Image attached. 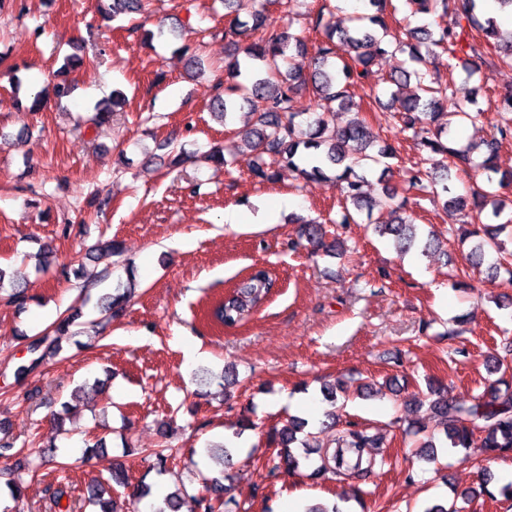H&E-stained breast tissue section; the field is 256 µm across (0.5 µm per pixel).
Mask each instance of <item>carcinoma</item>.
<instances>
[{
	"label": "carcinoma",
	"mask_w": 512,
	"mask_h": 512,
	"mask_svg": "<svg viewBox=\"0 0 512 512\" xmlns=\"http://www.w3.org/2000/svg\"><path fill=\"white\" fill-rule=\"evenodd\" d=\"M148 0H100L101 15L113 20L118 15L145 10ZM257 8L251 20L235 16L224 27L227 51L224 71L231 82L224 86V93L217 94L212 109L221 117L228 118L238 99L249 105L252 128L243 136L244 144L258 152L251 174L261 182H275L281 179L282 171L288 170L307 179H325L327 172L340 170L335 179L340 182L344 214L341 223L355 222L352 211L372 212L371 202L365 191V171L386 165V160L396 154L397 149L389 144H380L360 112L353 111L355 103L350 88L366 77L370 68L382 57L397 52H409L420 62L423 53H432L440 48L454 60L457 54L476 58L489 68L501 65L512 67V31L500 30L495 19H480L479 0H407L413 7V14H451L456 19V28L444 25L394 28L385 16L383 0H370L377 7L371 16L356 18V24L338 28L324 20V9H319L311 19L312 29L319 38L309 43L298 35L270 34L262 31L263 0H254ZM306 52L313 50L312 71L304 77L293 71L282 73L281 67L289 60L291 50ZM416 78V91L403 92L410 78ZM397 87L391 92L386 110L403 124V130L411 132L416 144L429 150V155L409 170V183L421 190L431 189L432 194L446 197L445 208L465 215L483 210V201L492 199L491 216L495 219L504 213L505 205L497 200V192L483 189L469 198L455 193L450 178L438 174L448 170L450 162L458 170L467 173L496 172L495 160L503 140L512 138V95L501 97L496 107L500 119L496 124L497 134L483 142L481 158L474 157V146H454L449 139L442 138L443 127L438 120L444 110L451 108L463 121H474L480 113L472 114L453 98L451 87L416 70L402 69L390 78ZM307 90L312 95L314 111L305 113L298 105L299 94ZM125 103V96L119 90L112 91L109 101L98 106L85 122L100 126L104 124L112 109ZM354 112L345 125L329 127L326 116L330 112ZM306 116V130L302 131L295 119ZM512 223H506L485 231V237L471 247L470 260L478 266L484 257L492 252L496 260L489 266L490 277L495 279L505 272L512 282V253L505 252L504 243L497 235ZM379 235L393 237L397 248L409 250L415 246L426 252L432 246L431 240L419 237L417 225L412 219L400 218L395 224H377ZM275 279L270 272L252 270L240 279L233 290L216 302L211 309L212 318L224 325L234 326L257 310L272 294ZM11 289L6 301L23 306L30 300L26 288L6 278L0 269V291ZM128 298V289L116 288V293L103 297L102 311L117 315L123 310ZM78 315L60 317L50 332L34 338L28 345V352L34 355L32 361L40 364L47 355L59 351L58 337L70 333ZM429 410L444 424L445 439L452 448H470L474 432L483 435L481 451L487 459H494L501 453L512 451V391L507 389L488 401L471 404L450 399L444 395L429 402ZM307 423L292 419L271 436L278 452L276 463L270 472L280 468L297 470L301 459L312 454L313 448L306 439L300 438ZM381 437L370 436L362 430L348 428L337 439V447L327 455L328 466L324 470L333 474L342 471L363 470V449L377 448ZM145 458L152 461L158 472L166 469L170 458L168 449L151 448L143 450ZM6 485L14 500L24 498V480L20 471L6 470ZM225 477L207 480L196 495L172 492L164 499L159 512H182L186 504L193 503L190 512H221L227 505L224 500ZM103 483L92 482L85 487L84 497L99 508V512H122L117 504L105 498Z\"/></svg>",
	"instance_id": "cac0c4a2"
}]
</instances>
